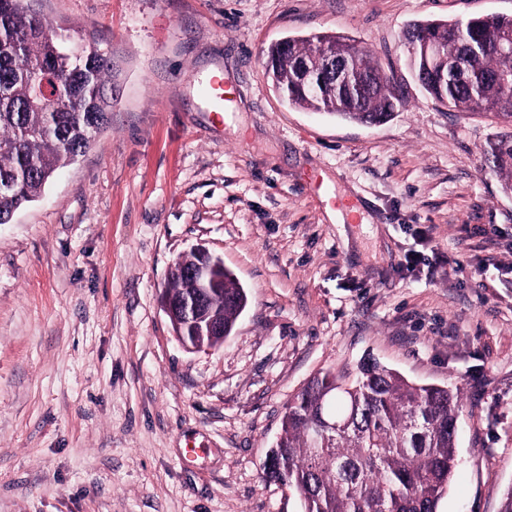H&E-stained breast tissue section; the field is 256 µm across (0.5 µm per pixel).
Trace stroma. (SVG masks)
<instances>
[{
  "instance_id": "obj_1",
  "label": "stroma",
  "mask_w": 512,
  "mask_h": 512,
  "mask_svg": "<svg viewBox=\"0 0 512 512\" xmlns=\"http://www.w3.org/2000/svg\"><path fill=\"white\" fill-rule=\"evenodd\" d=\"M22 3L111 52L112 108L0 224V512H301L294 488L262 478L288 402L368 357L461 388L438 512H500L512 191L484 152L512 124L429 96L404 34L512 16V0ZM323 32L366 46L390 77L386 121L316 114L276 89L270 47ZM217 71L235 90L219 122L200 93ZM196 247L248 296L216 350L185 349L160 306Z\"/></svg>"
}]
</instances>
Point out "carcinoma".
<instances>
[{
  "label": "carcinoma",
  "instance_id": "obj_1",
  "mask_svg": "<svg viewBox=\"0 0 512 512\" xmlns=\"http://www.w3.org/2000/svg\"><path fill=\"white\" fill-rule=\"evenodd\" d=\"M414 28L454 60L445 80L436 66L424 70L421 42L411 48L432 98L512 123V52L497 46L512 33V17L427 21ZM333 47L347 58L361 56L366 88L341 85L326 70L318 93L300 86L299 67L321 65L323 52ZM269 57L272 76L292 105L366 124L391 115L396 94L390 78L353 39L325 33L289 38L285 48L272 46ZM34 75L58 81L63 107L34 99ZM111 107L112 55L93 41L72 42L20 0H0V183L14 186L0 196V224L37 201L57 171L85 152L108 124ZM485 159L512 190V136L491 143ZM209 304L232 328L246 292L226 272ZM460 409L459 392L410 382L375 360L361 364L351 382L319 374L288 405L268 453L275 468L264 470V479L294 487L303 512H437L456 465Z\"/></svg>",
  "mask_w": 512,
  "mask_h": 512
}]
</instances>
